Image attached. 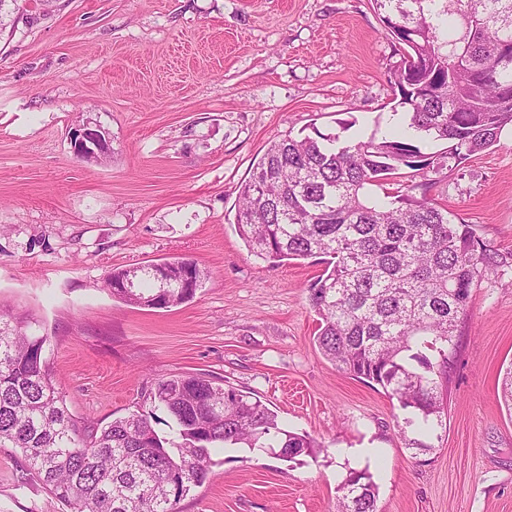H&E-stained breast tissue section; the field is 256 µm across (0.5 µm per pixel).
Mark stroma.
Returning a JSON list of instances; mask_svg holds the SVG:
<instances>
[{
    "label": "stroma",
    "instance_id": "stroma-1",
    "mask_svg": "<svg viewBox=\"0 0 512 512\" xmlns=\"http://www.w3.org/2000/svg\"><path fill=\"white\" fill-rule=\"evenodd\" d=\"M399 59L371 0H20L0 36V304L38 320L79 424L139 412L168 435L151 390L203 374L317 444L297 463L224 449L178 512H336L347 469L364 467L379 512H512V126L427 177L500 267L472 290L447 426L425 457L397 401L320 352L309 288L322 258L269 266L234 228L238 187L270 143L390 132ZM89 116L111 133L103 165L69 148ZM170 257L207 274L187 303L140 308L103 286ZM21 476L0 448V512H67Z\"/></svg>",
    "mask_w": 512,
    "mask_h": 512
}]
</instances>
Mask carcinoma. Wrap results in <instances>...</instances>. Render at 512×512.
I'll list each match as a JSON object with an SVG mask.
<instances>
[{"mask_svg": "<svg viewBox=\"0 0 512 512\" xmlns=\"http://www.w3.org/2000/svg\"><path fill=\"white\" fill-rule=\"evenodd\" d=\"M399 44L394 108L416 136L342 143L319 130L271 143L241 183L236 231L256 257L281 265L327 257L310 285L316 342L336 367L397 400L412 455L434 449L448 410L452 353L472 288L498 266L495 255L448 211L400 194L370 198L406 167L453 169L490 149L512 125V0H372ZM445 141L428 155L416 138ZM184 279L163 282L155 264L115 268L105 285L123 302L150 308L190 301L207 274L184 258ZM29 316L0 307V448L69 512H176L208 479L218 448L278 449L293 462L315 442L286 430L261 401L198 374L157 383L149 398L173 421L160 436L138 412L83 434L51 380L46 338ZM336 512H378L368 468H349Z\"/></svg>", "mask_w": 512, "mask_h": 512, "instance_id": "obj_1", "label": "carcinoma"}]
</instances>
